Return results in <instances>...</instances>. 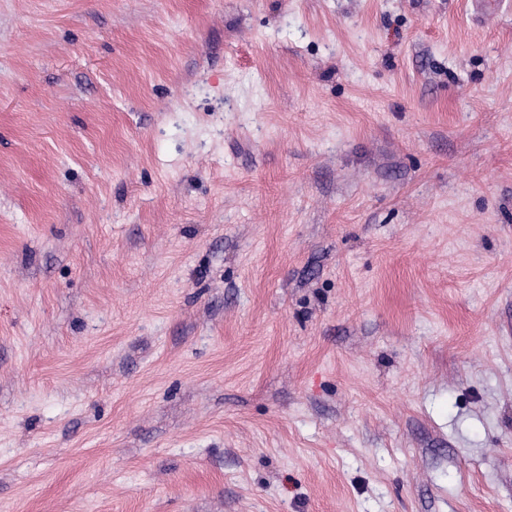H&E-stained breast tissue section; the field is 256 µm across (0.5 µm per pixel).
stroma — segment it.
<instances>
[{"mask_svg":"<svg viewBox=\"0 0 512 512\" xmlns=\"http://www.w3.org/2000/svg\"><path fill=\"white\" fill-rule=\"evenodd\" d=\"M0 0V512H512V0Z\"/></svg>","mask_w":512,"mask_h":512,"instance_id":"1","label":"stroma"}]
</instances>
